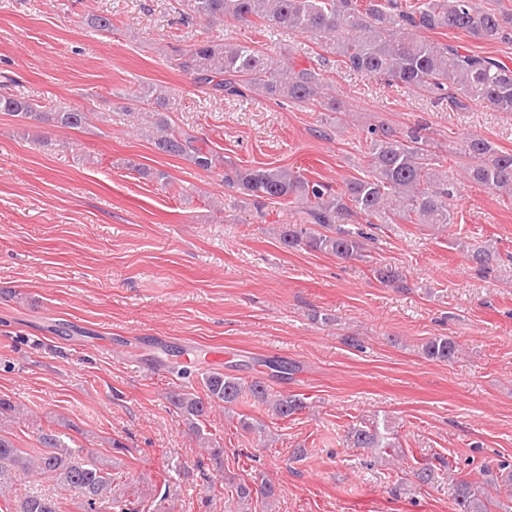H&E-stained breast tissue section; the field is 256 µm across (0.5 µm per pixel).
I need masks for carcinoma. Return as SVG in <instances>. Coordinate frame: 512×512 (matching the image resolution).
Wrapping results in <instances>:
<instances>
[{"instance_id":"obj_1","label":"carcinoma","mask_w":512,"mask_h":512,"mask_svg":"<svg viewBox=\"0 0 512 512\" xmlns=\"http://www.w3.org/2000/svg\"><path fill=\"white\" fill-rule=\"evenodd\" d=\"M184 6L185 23L218 20L267 31L286 30L317 39L322 49L308 63L297 64L290 56L221 40L171 47L170 65L216 95L248 98L257 94L281 104L343 112L345 108L324 93L331 83L333 55L352 71L425 93L446 103L452 112L466 111L478 103L512 112L511 66L499 58L431 38L456 30L488 44L512 41V9L480 8L475 0H184ZM140 98L154 105L156 135L152 144L159 153L182 158L203 171L223 170L224 185L237 189L257 210L278 200L301 209V223L280 227L279 241L286 248L319 251L339 259L362 257L370 236L348 227V221L358 216L369 224L375 220L382 224L455 223L458 189L448 172L437 168L438 155L427 126L402 130L384 124L371 127L366 174L334 189L286 167L243 168L215 152L203 138L172 126L164 116L170 99L157 88H143ZM0 112L23 125L47 121L78 129L88 120L87 113L79 109L46 112L37 100L11 93L0 95ZM459 157L467 180L512 197V152L470 137L463 141ZM469 258L488 272L497 255L478 248ZM372 273L384 284L406 287L402 274L389 265H377ZM422 351L429 359L448 361L455 357L457 346L446 336H434ZM203 383L204 398L183 389L167 393L197 435L203 434L202 424L212 407L226 408L245 391L269 404L282 419L305 408L304 398L298 394L269 397V386L260 380L246 386L237 377L210 371ZM386 429L388 426L376 424L353 429V447H394L385 437ZM41 444L43 449L33 459L11 437L0 433V491L8 488L14 477L36 472L76 490L86 512H95L112 501V473L101 464L81 456V449L69 447L52 432L41 435ZM455 506L456 512H487L484 487L460 483ZM12 512H62V506L54 497L32 495L20 500Z\"/></svg>"}]
</instances>
